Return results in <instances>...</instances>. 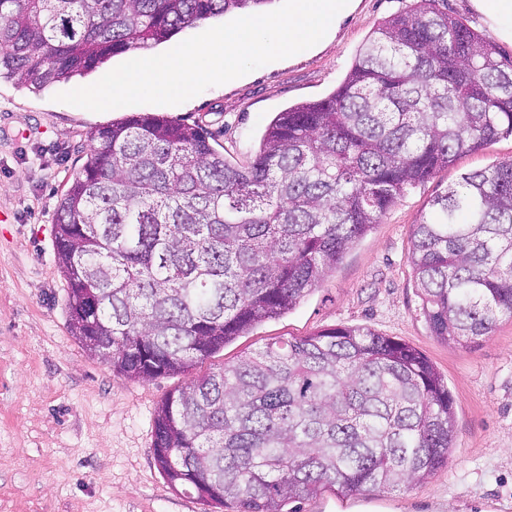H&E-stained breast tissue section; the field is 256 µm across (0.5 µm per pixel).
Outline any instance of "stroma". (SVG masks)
<instances>
[{"mask_svg": "<svg viewBox=\"0 0 512 512\" xmlns=\"http://www.w3.org/2000/svg\"><path fill=\"white\" fill-rule=\"evenodd\" d=\"M408 0H353L324 44L270 62L179 105L139 104L92 112L57 101L126 62L34 92L0 79V512H204L173 490L154 458V411L184 376L138 382L90 357L68 329L67 285L53 228L60 196L90 148V127L156 113L197 124L231 161L249 163L266 126L289 106L326 97L383 19ZM512 160V138L462 155L410 188L304 300L258 323L197 366L232 363L276 338L365 325L431 361L455 399L457 436L445 467L422 487L335 491L302 512H512V317L471 347L433 335L408 263L412 232L459 171Z\"/></svg>", "mask_w": 512, "mask_h": 512, "instance_id": "stroma-1", "label": "stroma"}]
</instances>
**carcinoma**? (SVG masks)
<instances>
[{
	"mask_svg": "<svg viewBox=\"0 0 512 512\" xmlns=\"http://www.w3.org/2000/svg\"><path fill=\"white\" fill-rule=\"evenodd\" d=\"M273 0H0V71L40 90ZM512 137V55L411 0L328 96L278 113L254 159L199 125L132 116L91 128L54 247L68 327L135 381L189 375L296 307L417 184ZM434 336L469 346L512 316V160L463 172L408 255ZM454 399L410 345L368 326L277 339L167 393V483L231 512H298L328 489L426 483L448 463Z\"/></svg>",
	"mask_w": 512,
	"mask_h": 512,
	"instance_id": "cac0c4a2",
	"label": "carcinoma"
}]
</instances>
